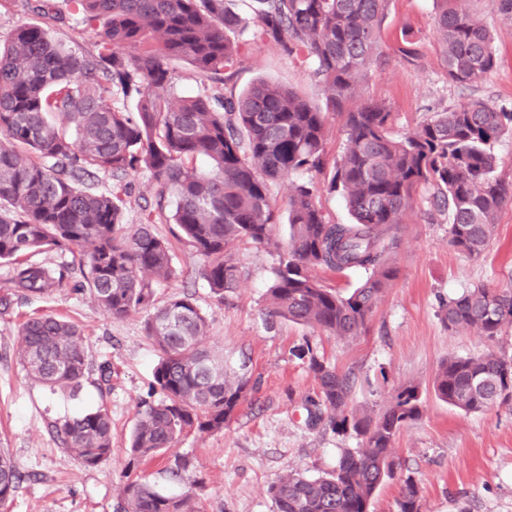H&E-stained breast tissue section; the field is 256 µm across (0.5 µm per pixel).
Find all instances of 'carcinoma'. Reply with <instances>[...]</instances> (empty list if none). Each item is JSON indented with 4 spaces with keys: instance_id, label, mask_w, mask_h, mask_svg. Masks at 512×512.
I'll list each match as a JSON object with an SVG mask.
<instances>
[{
    "instance_id": "obj_1",
    "label": "carcinoma",
    "mask_w": 512,
    "mask_h": 512,
    "mask_svg": "<svg viewBox=\"0 0 512 512\" xmlns=\"http://www.w3.org/2000/svg\"><path fill=\"white\" fill-rule=\"evenodd\" d=\"M69 13L95 36L97 52L77 54L29 23L0 40V262L13 274L0 291V315L12 305L69 287L105 314L143 313L145 335L158 360L152 388L130 436V452L152 458L185 434L218 432L253 387L229 376L224 353L206 343L209 320L193 294L158 304L156 287L178 276L170 243L154 231L152 216L128 224L119 191L147 172L156 182L154 210L169 214L179 239L201 255V276L214 301L238 282L232 246L249 241L280 248L273 228L279 208L269 184L324 170L328 114L344 117L346 141L330 173L351 220L329 223L311 181L292 185L289 237L267 289L269 318L303 323L339 338L361 335L373 307L398 270L389 256L418 191L448 215L451 246L480 257L512 180L496 174L494 143L512 131V112L470 98L417 129L394 134L384 102L356 108L368 68L379 56L388 0H255V33L286 55L314 64L325 89L320 106L298 91L260 81L239 96L174 93V64L184 61L203 78L233 68L239 46L228 34L248 21L226 0H66ZM467 0H435L434 24L448 82L471 87L499 66L493 37ZM133 46L132 56L121 50ZM137 96L136 111L116 107ZM204 160L208 170L194 162ZM112 177L110 192L85 186ZM42 250L79 251L80 278L67 264L29 259ZM361 270L350 292L327 288L311 275ZM451 332L475 329L490 341L512 325V286L470 288L445 305ZM18 358L28 374L56 391H78L90 373L83 332L54 315H30L17 327ZM318 386L317 405L339 434L353 430L364 448L347 452L335 470L309 478L300 472L269 486L275 512H370L378 488L394 476V440L418 420L423 399L402 386L378 417L349 409L350 376L321 362L307 347ZM435 395L466 412L512 405V358L494 351L450 357L437 368ZM61 446L87 467L112 453V416L101 404L51 424ZM22 475L0 449V507L11 501ZM124 512H202L189 493L165 495L143 479L121 491ZM398 512H421L419 490L404 480Z\"/></svg>"
}]
</instances>
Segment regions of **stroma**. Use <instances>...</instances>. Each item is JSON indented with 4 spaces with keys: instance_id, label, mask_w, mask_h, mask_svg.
<instances>
[{
    "instance_id": "obj_1",
    "label": "stroma",
    "mask_w": 512,
    "mask_h": 512,
    "mask_svg": "<svg viewBox=\"0 0 512 512\" xmlns=\"http://www.w3.org/2000/svg\"><path fill=\"white\" fill-rule=\"evenodd\" d=\"M475 9L493 32L502 62L467 89L450 85L441 66L433 0H389L381 62L364 76L359 99L385 102L395 134L469 98L512 109V23L482 0ZM406 34L416 50L410 62L399 52ZM239 41L233 77L214 80L213 89L238 95L266 80L323 101L311 65L282 55L253 31ZM429 209L421 196L408 212L393 252L398 277L369 315L365 332L349 339L283 320L267 325L266 290L279 263L276 249L236 243L240 278L219 306L199 274L202 259L174 242L179 275L159 286L158 298L193 292L209 317L211 342L224 348L227 368L251 375L255 386L222 431L188 434L152 461L135 460L129 451L157 362L142 315L112 319L88 296L67 289L15 305L0 316V448L10 452L23 480L7 512H117L123 485L141 476L167 494L193 491L203 512H273L268 487L280 476L294 470L312 478L325 475L344 452L363 446L354 433H334L326 421L313 418L317 383L308 360L298 356L307 343L325 364L351 374L350 406L358 415L378 416L403 385H418L423 393V415L398 434L399 466L379 488L372 512H397L408 478L420 490L422 512H512V407L465 412L439 400L432 388L435 370L448 357L491 350L512 356V327L491 341L474 329L449 332L442 319L443 303L464 289L512 283V203L499 211L494 239L478 259L449 244L446 221L431 217ZM32 314L60 315L80 326L90 361L112 370L107 394L99 393L94 372L73 397L51 393L27 375L17 355L16 325ZM99 402L112 416V454L86 467L61 447L50 424ZM178 456L193 460L194 483L170 478L167 468Z\"/></svg>"
}]
</instances>
